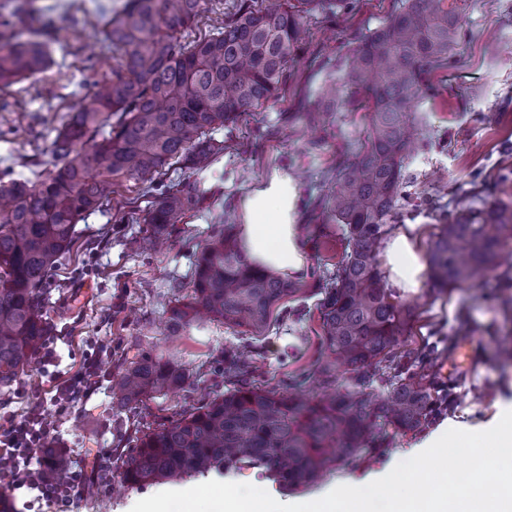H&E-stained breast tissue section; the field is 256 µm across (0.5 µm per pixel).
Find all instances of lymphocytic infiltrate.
<instances>
[{
  "instance_id": "f902f5d3",
  "label": "lymphocytic infiltrate",
  "mask_w": 512,
  "mask_h": 512,
  "mask_svg": "<svg viewBox=\"0 0 512 512\" xmlns=\"http://www.w3.org/2000/svg\"><path fill=\"white\" fill-rule=\"evenodd\" d=\"M98 386V359L86 356L76 371L54 377L50 400L33 394L22 414H9L0 422L1 486L29 489L50 506L85 494L91 482L85 471L69 469L53 478L48 475L57 450L52 445L56 430L47 408L74 410Z\"/></svg>"
}]
</instances>
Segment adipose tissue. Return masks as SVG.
Listing matches in <instances>:
<instances>
[{
	"instance_id": "ef3b65f1",
	"label": "adipose tissue",
	"mask_w": 512,
	"mask_h": 512,
	"mask_svg": "<svg viewBox=\"0 0 512 512\" xmlns=\"http://www.w3.org/2000/svg\"><path fill=\"white\" fill-rule=\"evenodd\" d=\"M296 198L295 182L276 174L244 200L245 222L239 235L252 263L281 274L303 269L308 246L295 222ZM383 255L386 275L395 288L412 293L422 287L425 263L411 231L403 229L389 237Z\"/></svg>"
}]
</instances>
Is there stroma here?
Here are the masks:
<instances>
[{
  "label": "stroma",
  "mask_w": 512,
  "mask_h": 512,
  "mask_svg": "<svg viewBox=\"0 0 512 512\" xmlns=\"http://www.w3.org/2000/svg\"><path fill=\"white\" fill-rule=\"evenodd\" d=\"M114 2L35 0L37 11L27 25L38 27L64 13L76 15L80 24L66 32L65 48L45 74L0 90V171L31 178L52 169L51 143L62 118L90 101L93 89L87 77L107 79L118 67L119 56L107 46L102 18ZM396 3L361 0L353 14L309 20L311 39L280 97L244 114L234 129L215 131L224 153L209 167L192 172L173 163L157 175L156 189L188 178L207 197L160 250L138 253L131 248L132 240L146 231L141 211L151 200L132 180L117 188L111 206L77 224L72 251L49 273L42 308L43 319L58 338L62 368L78 366L96 348L105 375L78 410L52 416L56 445L70 456L73 467L95 470L103 454L114 457L128 448L138 423L160 420L227 389L217 355L225 347L245 344V336L239 328L205 321L192 326L177 348H170L161 324L173 299L171 284H190L194 253L214 229L243 223L242 199L273 172L288 174L299 185L297 222L306 223L318 197L328 192L329 177L343 153L359 148L368 116L336 110L323 149L312 152L307 148L311 132L291 123L289 115L318 104V87L329 74L345 77L353 34L374 29ZM461 5L457 55L447 69L431 75L437 95L418 105L426 115L424 135L447 141L448 147L416 156L407 168L411 191L431 196L432 206L402 211L395 222L399 229L414 225L417 247L424 254L436 239L441 213L493 204L503 178L512 176V0H462ZM505 270L512 272V260L458 288L437 291L426 283L399 296L419 307L412 346L435 349L439 380L451 389L440 418L418 431L389 435L382 451L366 454L358 464L341 465L308 489L281 490L256 468L226 473L224 481L263 488L284 504L309 502L340 485H361L408 459L412 446L446 421L487 424L498 403L512 402V361L495 342L512 331V292L497 286ZM317 300V292L309 291L299 315L280 317L253 348L251 368L258 383L278 388L310 369L319 346ZM464 343L475 353L473 364L457 356ZM142 350L176 353L191 365L193 375L182 390L152 398L146 407L117 409L111 377ZM157 491L154 485L123 486L118 472L109 467L91 494L65 507L36 504L27 510L25 493L0 486L8 512H130L137 501Z\"/></svg>",
  "instance_id": "1"
}]
</instances>
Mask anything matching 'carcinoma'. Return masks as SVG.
<instances>
[{"label": "carcinoma", "mask_w": 512, "mask_h": 512, "mask_svg": "<svg viewBox=\"0 0 512 512\" xmlns=\"http://www.w3.org/2000/svg\"><path fill=\"white\" fill-rule=\"evenodd\" d=\"M0 12V90L42 74L61 31L75 23L20 29L25 2ZM205 0H127L105 18L106 40L119 54L112 77L93 84L91 105L67 117L52 141L55 164L34 178L0 173V385L31 364L46 327L39 314L52 266L69 252L76 225L103 208L113 186L135 180L150 188L174 161L201 170L224 151L211 131L278 98L299 52L308 16L356 10L359 0H277L270 8L239 0L215 32L191 44L175 34ZM456 0H405L378 27L357 38L347 77H329L319 97L330 106L368 112L359 151L336 165L318 199L310 235L319 250L334 229L342 251L313 272L322 355L310 396L301 381L278 391L247 377V351L220 353L233 383L208 401L136 431L119 455L124 484L141 488L227 469L260 467L288 489L311 484L340 464L357 461L389 432L418 430L431 416L439 385L432 353L398 350L411 335L417 307L394 300L378 248L399 210L428 200L408 190L407 166L432 147L415 103L432 90L429 75L448 67L456 48ZM203 195L182 180L146 211L150 249L173 233ZM512 245V205L467 207L441 216L428 255L436 288H455L492 266ZM307 285L249 262L228 226L196 253L191 291L174 300L164 334L171 343L202 317L265 336L275 313L303 301ZM191 377L173 356L140 352L112 379V400L133 409L153 395L182 388Z\"/></svg>", "instance_id": "1"}]
</instances>
